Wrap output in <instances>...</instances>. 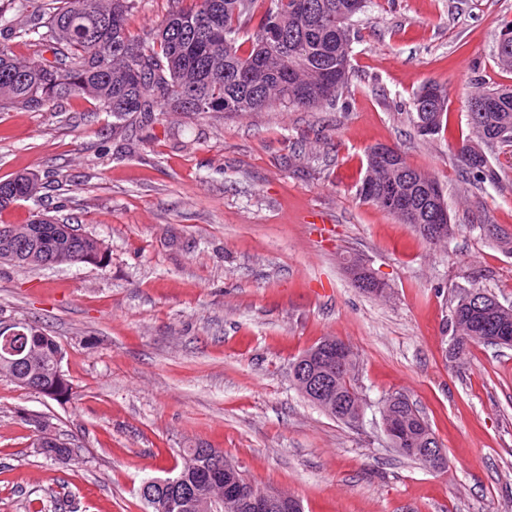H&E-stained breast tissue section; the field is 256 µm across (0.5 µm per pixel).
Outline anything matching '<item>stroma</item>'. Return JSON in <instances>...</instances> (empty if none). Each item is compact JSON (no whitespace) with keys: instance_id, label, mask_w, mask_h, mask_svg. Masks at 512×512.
I'll use <instances>...</instances> for the list:
<instances>
[{"instance_id":"35a3bbf8","label":"stroma","mask_w":512,"mask_h":512,"mask_svg":"<svg viewBox=\"0 0 512 512\" xmlns=\"http://www.w3.org/2000/svg\"><path fill=\"white\" fill-rule=\"evenodd\" d=\"M512 0H368L336 104L234 117L166 115L134 152L81 96L0 111V179L28 171L47 210L104 241L106 267L0 265V320L48 332L74 396L60 403L0 378V512H149L142 482L183 448H217L304 512H512V347L475 345L448 365L456 294L512 304V147H485L496 184L461 171L475 87H512L495 55ZM448 93V129L420 137L413 101ZM398 148L441 185L455 233L434 247L363 201L366 150ZM390 289L355 288L348 257ZM349 342L372 403L359 426L291 380L322 338ZM407 395L447 460L401 456L376 408ZM78 458L33 446L34 416Z\"/></svg>"}]
</instances>
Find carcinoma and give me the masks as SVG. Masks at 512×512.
Listing matches in <instances>:
<instances>
[{"mask_svg":"<svg viewBox=\"0 0 512 512\" xmlns=\"http://www.w3.org/2000/svg\"><path fill=\"white\" fill-rule=\"evenodd\" d=\"M179 6L156 27L140 35L128 29V18L138 0H58V6L46 12L38 0H0V109L48 111L57 102L72 95L96 101L112 116V135L131 137L133 127L149 128L160 117L172 113L226 115L261 112L276 106L318 109L331 105L341 93L350 71L348 46L352 31V0H300L302 14L279 40L267 38L278 16L293 0H176ZM250 32V47L243 49L240 34ZM29 37L35 57L17 58L6 41ZM443 99L439 107L420 110L424 92L414 99L413 119L419 135L422 123L431 126L430 135L443 130L447 115V92L436 84ZM485 111L469 112L475 137L486 143L512 147V89L502 88L478 93ZM472 141L458 144L464 171L480 183L494 185L496 170L484 163L474 166L467 157ZM391 179L381 169L366 171L364 181L380 193ZM41 183L34 173L20 172L0 179V211L20 201L31 200L40 192ZM412 216L398 217L428 238L421 225L428 223L431 204L420 188L411 196ZM39 219L38 241L11 235L10 225L0 224V263L19 268H37L59 249L77 258L79 264L102 265L104 246L95 236L64 234L58 219L36 212ZM39 260L31 261L33 250ZM451 341L445 360L458 363L466 358L470 345L480 344L481 327L472 320H450ZM25 347L34 362L21 361L14 369L13 381L52 400L73 397L69 379L56 375V357L61 346L46 331L26 323ZM472 339L468 345L460 338ZM325 346L315 344L301 353L295 362L304 367L291 368L292 382L301 387L304 372L322 367L319 355ZM403 394L387 395L382 406L394 428L393 448H405L403 456L425 465L421 454L439 447L432 428ZM366 396L359 378L344 374L336 378V420L356 423L359 411L366 407ZM37 432L35 447L50 458L62 461L75 455L78 448L64 438L49 433L50 424L37 416L32 419ZM181 465L172 479L190 493L188 507L180 512H207L205 504L224 491V482L233 473L224 467L233 462L216 448H184ZM153 499L147 500L151 512H172L167 507L168 486L148 478Z\"/></svg>","mask_w":512,"mask_h":512,"instance_id":"obj_1","label":"carcinoma"}]
</instances>
